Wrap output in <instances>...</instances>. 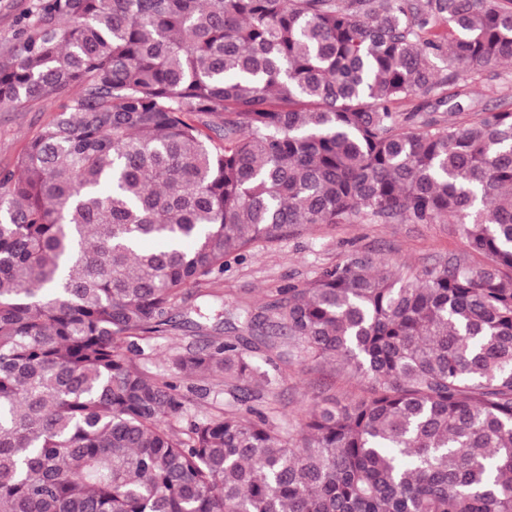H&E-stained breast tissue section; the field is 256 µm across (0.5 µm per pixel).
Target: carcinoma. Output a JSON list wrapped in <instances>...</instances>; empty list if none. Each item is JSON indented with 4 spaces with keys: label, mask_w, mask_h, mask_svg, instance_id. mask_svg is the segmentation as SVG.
Segmentation results:
<instances>
[{
    "label": "carcinoma",
    "mask_w": 512,
    "mask_h": 512,
    "mask_svg": "<svg viewBox=\"0 0 512 512\" xmlns=\"http://www.w3.org/2000/svg\"><path fill=\"white\" fill-rule=\"evenodd\" d=\"M511 61L512 0H38L0 46L1 109L64 100L0 171V512H512V111L455 120ZM392 222L469 252L356 251L135 363L228 257ZM278 335L365 387L298 447L253 406L174 430L183 376L271 391ZM225 318L229 317L225 315L220 320H212L203 331H198L194 326L186 324L165 336L141 341L140 346L143 351L136 357L137 364L153 372H164L169 368L171 360L178 354L184 353L189 347L222 342L226 336H244L250 339V333L240 320L233 317L229 320L230 325L225 322ZM219 321L221 323H218Z\"/></svg>",
    "instance_id": "obj_1"
}]
</instances>
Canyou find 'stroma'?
<instances>
[{
	"label": "stroma",
	"instance_id": "stroma-1",
	"mask_svg": "<svg viewBox=\"0 0 512 512\" xmlns=\"http://www.w3.org/2000/svg\"><path fill=\"white\" fill-rule=\"evenodd\" d=\"M478 112L512 111V65L471 74L468 80ZM60 100L50 96L24 107L0 110V170L12 167L17 156L52 119ZM467 244L455 224H333L324 225L278 243L259 244L239 259L230 261L223 273L201 288L190 290L179 312L186 323L169 334L143 341L137 356L140 367L154 372L168 369L171 360L187 348L243 336L247 330L240 320L209 323L204 330L190 325L199 307L221 308L238 303L253 311H264L266 304L285 287L314 279L326 267L336 265L354 251L372 253L388 263L412 267H434L448 256L460 255ZM282 356L284 369L280 384L265 393L257 407L281 427L287 438L300 441L296 415L323 398L354 394L358 382L345 378L335 365L305 359L286 338H278L273 349H260L256 360ZM185 413L175 421V429L185 428L188 420L223 414L228 408L224 380L219 376L190 377L181 383Z\"/></svg>",
	"mask_w": 512,
	"mask_h": 512
}]
</instances>
